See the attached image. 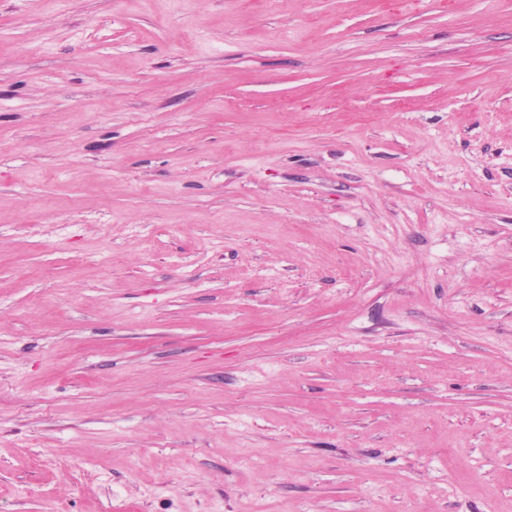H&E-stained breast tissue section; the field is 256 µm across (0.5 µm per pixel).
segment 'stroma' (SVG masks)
<instances>
[{
    "mask_svg": "<svg viewBox=\"0 0 512 512\" xmlns=\"http://www.w3.org/2000/svg\"><path fill=\"white\" fill-rule=\"evenodd\" d=\"M0 512H512V0H0Z\"/></svg>",
    "mask_w": 512,
    "mask_h": 512,
    "instance_id": "stroma-1",
    "label": "stroma"
}]
</instances>
